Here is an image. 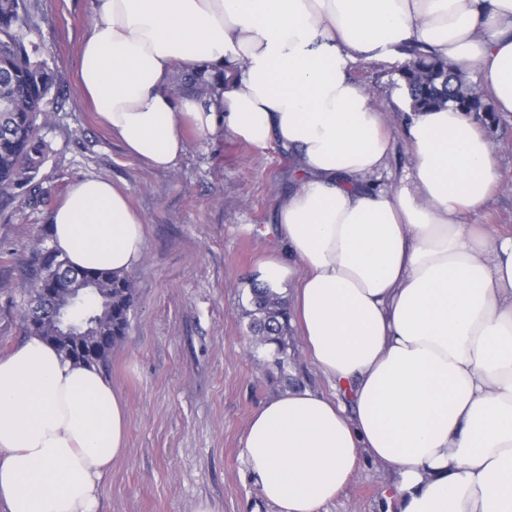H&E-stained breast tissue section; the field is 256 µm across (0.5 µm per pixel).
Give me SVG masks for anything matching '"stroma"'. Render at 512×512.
<instances>
[{
	"label": "stroma",
	"mask_w": 512,
	"mask_h": 512,
	"mask_svg": "<svg viewBox=\"0 0 512 512\" xmlns=\"http://www.w3.org/2000/svg\"><path fill=\"white\" fill-rule=\"evenodd\" d=\"M96 0H38L34 41L57 72L66 103L41 134L48 145L36 177L42 199L19 195L0 206V354L27 337L22 316L37 286L40 254L51 247V213L80 178L124 190L145 229L132 270L135 306L101 372L129 410L128 449L99 488V512H276L244 462L254 412L285 392L269 352L254 348L244 316L249 290L279 247L276 205L294 187L293 161L277 144L257 148L232 136L186 130L175 166L155 170L129 154L80 94V47ZM399 63L358 59L352 79L388 119L384 183L411 170V115L394 97ZM500 184L487 206L464 216L512 232V116L487 127ZM287 372L296 389L330 393L308 361L297 327L288 329ZM387 472L361 464L323 512H388Z\"/></svg>",
	"instance_id": "stroma-1"
}]
</instances>
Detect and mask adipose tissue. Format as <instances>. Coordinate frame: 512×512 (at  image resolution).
I'll return each mask as SVG.
<instances>
[{"mask_svg":"<svg viewBox=\"0 0 512 512\" xmlns=\"http://www.w3.org/2000/svg\"><path fill=\"white\" fill-rule=\"evenodd\" d=\"M408 42L477 70L512 112V0H98L82 47L81 94L150 167L175 165L188 124L294 156L265 278L293 282L335 394L284 393L249 421L246 465L277 512H322L365 460L391 472L395 512H512V235L460 221L497 188L493 143L453 107L418 112L407 180L372 182L390 136L348 63ZM178 69L203 98L173 96ZM50 222L72 267L143 257L142 220L104 179L74 181ZM128 416L96 367L40 337L0 355V507L98 512Z\"/></svg>","mask_w":512,"mask_h":512,"instance_id":"adipose-tissue-1","label":"adipose tissue"}]
</instances>
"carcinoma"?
<instances>
[{
	"label": "carcinoma",
	"mask_w": 512,
	"mask_h": 512,
	"mask_svg": "<svg viewBox=\"0 0 512 512\" xmlns=\"http://www.w3.org/2000/svg\"><path fill=\"white\" fill-rule=\"evenodd\" d=\"M33 0H0V201H9L18 191L36 193L34 180L45 161L47 145L40 136L42 126L59 107L58 75L43 59L42 47L31 35L36 23ZM401 52L407 61L400 70L409 89L411 109L426 112L452 104L461 112L496 123L488 95L471 84L465 73L447 61L425 53L418 45H406ZM67 262L58 252L42 254L39 281L54 283ZM131 278L111 271H89L74 280L46 303L35 290L32 306L42 315L24 329L42 339L56 337V348L79 364L104 365L112 347L124 336L134 303ZM253 312L249 331L265 346H274V365L284 370L287 349V311L279 294L264 282L251 288ZM75 310L73 323L98 324L109 339L90 356L72 353L73 337L60 331L54 321V307Z\"/></svg>",
	"instance_id": "1"
}]
</instances>
